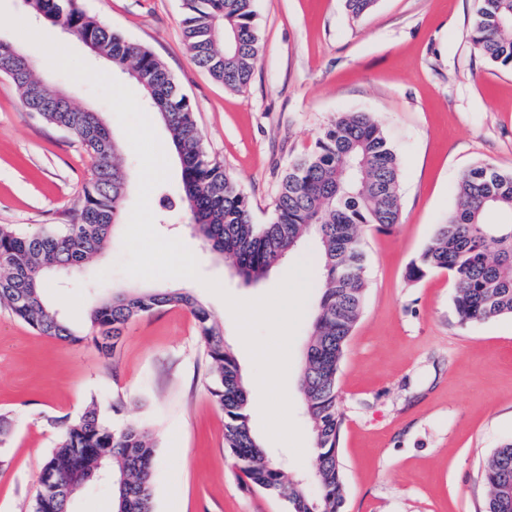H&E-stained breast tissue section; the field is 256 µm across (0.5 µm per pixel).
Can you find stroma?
Here are the masks:
<instances>
[{
	"label": "stroma",
	"instance_id": "35a3bbf8",
	"mask_svg": "<svg viewBox=\"0 0 512 512\" xmlns=\"http://www.w3.org/2000/svg\"><path fill=\"white\" fill-rule=\"evenodd\" d=\"M83 10L147 47L190 99L205 149L220 159L249 198L254 220L272 215L291 161L341 112H368L400 163L402 215L388 232L364 234L368 298L338 374L343 424L338 453L344 512H481V479L492 450L512 436V316L475 326L458 321L448 271L410 282L406 271L435 224L455 208L462 174L481 162L512 170V69L488 63L469 38L475 0H379L350 18L343 0H255L260 54L243 91L224 88L194 62L182 35L183 0H80ZM0 37L21 48L36 73L98 112L120 138L129 188L119 217L127 225L138 194L139 164L109 105L85 83L55 71L45 53L14 30ZM149 205L157 231L181 239L201 280L161 279L155 289L186 288L224 326L243 372L254 365L225 302L204 279L253 300L275 289L314 241L247 285L187 224L180 165ZM92 159L70 133L29 112L14 83L0 76V224L31 234L71 223ZM123 235L96 263L47 282L43 295L82 342L38 334L0 308V415L9 422L0 465V512H28L61 421L98 401L105 419L136 422L157 444L155 512H288L284 499L244 489L224 446V412L208 392V363L195 321L167 307L130 322L113 358L98 352L88 320L101 298L143 280L115 265ZM104 282H96L100 272ZM319 298L310 291L291 350L287 392L305 452L265 433L258 385H248L253 429L269 458L289 475L311 470L312 434L299 376ZM122 402L120 412L112 405Z\"/></svg>",
	"mask_w": 512,
	"mask_h": 512
}]
</instances>
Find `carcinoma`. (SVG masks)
<instances>
[{
    "mask_svg": "<svg viewBox=\"0 0 512 512\" xmlns=\"http://www.w3.org/2000/svg\"><path fill=\"white\" fill-rule=\"evenodd\" d=\"M186 45L195 63L233 91L245 89L259 58L253 0H184ZM378 0H344L353 19L369 15ZM28 15L66 25L95 46L155 102L180 161V189L189 223L203 243L247 283H259L304 240L318 241L320 295L299 376L303 410L316 453L312 459L316 494L293 480L265 453L253 431L240 365L224 344V327L196 295L178 289H133L101 300L90 312L96 346L111 357L126 325L166 307L193 316L209 359V393L224 410V443L247 489L282 497L289 512H342L344 473L338 455L342 425L337 378L345 346L363 309L367 282L365 228L389 231L400 223V160L379 123L368 112H342L316 137L313 149L288 166L266 224L253 223L251 204L234 175L204 148L188 97L164 64L148 49L115 34L89 16L78 0H25ZM474 46L492 65L512 69V0H478L470 23ZM0 75L9 77L27 109L66 130L93 161L91 179L79 202L73 233L23 234L0 225V305L44 336L70 343L83 340L42 294L47 276L88 264L112 239L126 193L120 145L102 120L67 111L49 96L37 98L43 83L34 69L11 72L0 58ZM502 220L494 222L490 216ZM448 270L455 277L453 305L459 321L481 324L512 316V170L479 163L461 177L458 202L436 225L428 245L409 266L416 282ZM157 448L138 423L112 427L91 403L64 423L56 448L46 458L40 481L64 474L70 488L50 501L35 499L30 512H72L76 497L88 490L112 492L114 512H152V476ZM484 512H512V440L494 449L482 475Z\"/></svg>",
    "mask_w": 512,
    "mask_h": 512,
    "instance_id": "obj_1",
    "label": "carcinoma"
}]
</instances>
